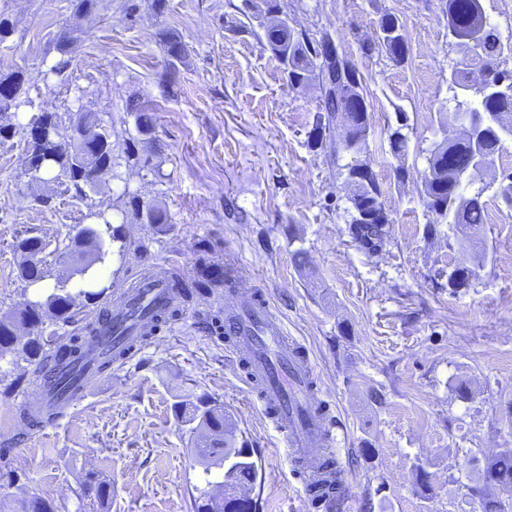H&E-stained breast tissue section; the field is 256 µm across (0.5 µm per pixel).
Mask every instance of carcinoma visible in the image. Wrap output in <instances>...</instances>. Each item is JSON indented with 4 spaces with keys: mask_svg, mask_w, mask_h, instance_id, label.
Masks as SVG:
<instances>
[{
    "mask_svg": "<svg viewBox=\"0 0 512 512\" xmlns=\"http://www.w3.org/2000/svg\"><path fill=\"white\" fill-rule=\"evenodd\" d=\"M474 9L465 8L457 14L448 11V22L456 30L459 41L455 42L462 56L451 71L449 81L454 88V111L448 113V121L455 123L464 113L483 112L487 114L484 126L477 128L478 138L465 131L460 137L443 143L442 147L429 150V173L424 182L423 194L428 208L435 204L448 203V211L436 214V219L458 226L466 237L477 235L486 221V205L482 193L468 195L462 182L448 180L447 170L442 167L444 155L449 150L470 153L475 147L490 153H497L500 146L499 121L512 124V71L501 69V65L512 57V45L503 43L497 28L491 25L483 15L478 0H473ZM267 19L265 38L270 51L277 57H288V81L291 85L305 86L313 78H318L326 86L323 111L327 112L328 124H337L344 128V137L351 142L363 143L368 135V109L361 112H343L340 100L343 96L357 94L359 84H344L349 69L354 63L345 58L324 59L316 63L319 57L317 48L310 46V40L299 35L288 25L278 0H263ZM98 6V0H70L71 15L79 20L92 14ZM77 28H66L55 37V49L61 58L50 66L49 73L60 81L67 79L65 72L69 66L66 59L75 42ZM162 42L169 65L181 60L185 48L179 37L171 32L162 33ZM504 80L503 92L497 97L486 94L483 88L469 85V68L473 63ZM33 106L29 90L25 88L24 73L20 70L0 71V112H20L24 107ZM128 111L135 113L137 133L141 136L151 134L154 129L152 108L147 104L131 102ZM36 124L44 129V136L32 134L31 125L0 126V138L9 137L15 128L22 129L27 139L28 166L26 174L31 180L38 181L65 177L75 189L77 197L89 201L85 218L93 221L79 229V234L87 237L88 243L78 242V234L68 233V243L64 252L72 259L70 276L78 277L80 287L75 290L66 288V282L59 281L53 291L41 301L44 315L61 326L82 324L83 336H44L36 329L25 342L18 340L17 331L31 318L26 305L13 312L0 315V359L11 356L33 366L30 380L34 384H48L52 381L50 364L57 366L69 360L85 357L91 341L97 335V325L112 320L111 311L99 309L94 320L79 316V307L88 308L97 305L105 294V289L94 290L98 285L94 266L102 264L110 254V247L122 239L121 229L113 226L112 206L103 207L91 202L90 178L100 173L106 178L113 177L112 141L104 120L96 112H78L72 127L60 126L57 116L42 111ZM125 164L150 172L156 171V165L148 155L141 156L135 151L125 153ZM359 176L356 192L351 198L354 210L369 212L381 205L379 190L371 169L355 163L349 168V178ZM129 204L137 212H144L146 223L163 228L169 224L167 211L158 204H145L138 197L130 196ZM352 238L369 251L382 247L386 239L385 225L365 223L353 217L349 227ZM46 244L39 236L22 239L18 244L22 261L19 265L20 276L30 282H40L47 277L38 255ZM172 288L178 291L183 300L188 301L201 292H212L222 286L224 281L208 277L200 271L197 278L186 281L180 275L169 279ZM183 422L192 425L191 433L196 437L194 453L205 465L206 475H212L211 467H224L223 480L217 485L226 489L239 485L254 486L257 479V465L252 459L250 449L236 445L224 405L208 400H199L191 406L180 409ZM484 479L497 486L499 490L512 497V448L505 449L485 460ZM86 494H94L99 506L108 503L112 494V485L97 481L84 489ZM242 500L229 493L225 496L212 493L208 489L200 490L194 500L195 512H250L241 507ZM17 512H57L52 501L32 495L20 503Z\"/></svg>",
    "mask_w": 512,
    "mask_h": 512,
    "instance_id": "obj_1",
    "label": "carcinoma"
}]
</instances>
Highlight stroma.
<instances>
[{"label": "stroma", "instance_id": "stroma-1", "mask_svg": "<svg viewBox=\"0 0 512 512\" xmlns=\"http://www.w3.org/2000/svg\"><path fill=\"white\" fill-rule=\"evenodd\" d=\"M134 2V12L124 9ZM106 7L70 55L68 80L45 78L58 58L53 40L71 23L69 0H0L15 33L0 66L24 71L36 110L69 125L78 110L100 113L112 147L151 156L158 173L120 166L94 194L124 217V245H112L99 282L118 296L161 267L184 279L201 262L239 268L307 351L335 424L336 456L351 512H479L498 496L483 479L486 458L512 448V143L473 184L487 218L463 241L436 224L422 193L432 143L456 137L448 78L458 57L448 40L447 0H279L291 27L329 33L351 57L371 128L358 155L326 130L319 84L294 88L269 50L258 0H104ZM406 42L402 61L377 44L384 16ZM185 53L169 65L161 31ZM156 107L151 135H137L131 98ZM402 129L404 154L389 135ZM22 134L0 139V314L54 287L68 232L86 204L67 179L31 182ZM373 171L388 214L386 242L368 252L349 233L351 164ZM165 206L158 230L127 197ZM39 236L50 278L19 275L18 240ZM469 284L448 286L459 266ZM240 293L198 295L127 361L113 365L57 421L28 428L14 414L36 399L26 362L0 361V448L17 475L9 506L32 493L58 512H194L203 467L179 418L186 400L223 402L240 446L260 466L251 493L258 512H326L301 500L288 449L250 391L237 351L214 321ZM468 383V398L456 388ZM428 488L416 483L417 467ZM112 484L107 510L92 506L89 479Z\"/></svg>", "mask_w": 512, "mask_h": 512}]
</instances>
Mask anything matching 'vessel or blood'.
Wrapping results in <instances>:
<instances>
[{
  "label": "vessel or blood",
  "mask_w": 512,
  "mask_h": 512,
  "mask_svg": "<svg viewBox=\"0 0 512 512\" xmlns=\"http://www.w3.org/2000/svg\"><path fill=\"white\" fill-rule=\"evenodd\" d=\"M156 301L171 306L180 302L162 274L147 288L119 297L116 305L121 312L112 318L113 342L136 336L140 328L129 320V313L143 311ZM227 327L235 334L237 347L247 352L250 387L258 388L265 414L288 443L304 498L313 499L315 491H324L323 504L329 512H344L348 499L334 492L341 475L328 464L335 456L333 424L316 398L317 383L302 346L286 335L262 300L231 307ZM101 357V351H93L75 369L62 373L46 394L48 402L64 407L82 398L103 371Z\"/></svg>",
  "instance_id": "1"
}]
</instances>
